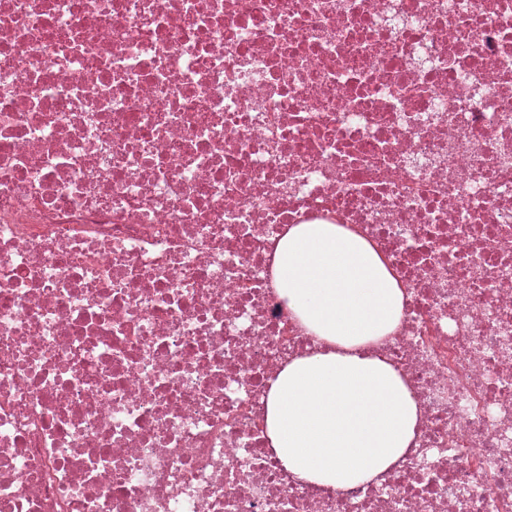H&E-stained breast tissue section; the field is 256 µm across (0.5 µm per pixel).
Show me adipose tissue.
Returning a JSON list of instances; mask_svg holds the SVG:
<instances>
[{"label":"adipose tissue","mask_w":512,"mask_h":512,"mask_svg":"<svg viewBox=\"0 0 512 512\" xmlns=\"http://www.w3.org/2000/svg\"><path fill=\"white\" fill-rule=\"evenodd\" d=\"M275 284L328 351L296 359L269 386L270 444L295 479L353 488L410 447L419 408L386 362L363 356L390 334L402 287L366 239L337 224H295L274 254Z\"/></svg>","instance_id":"ef3b65f1"}]
</instances>
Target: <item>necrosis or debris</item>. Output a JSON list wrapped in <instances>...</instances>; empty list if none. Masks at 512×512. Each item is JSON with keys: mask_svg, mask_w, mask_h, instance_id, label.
Segmentation results:
<instances>
[{"mask_svg": "<svg viewBox=\"0 0 512 512\" xmlns=\"http://www.w3.org/2000/svg\"><path fill=\"white\" fill-rule=\"evenodd\" d=\"M293 224L405 291L351 489L268 440ZM0 512H512V0H0Z\"/></svg>", "mask_w": 512, "mask_h": 512, "instance_id": "1", "label": "necrosis or debris"}]
</instances>
